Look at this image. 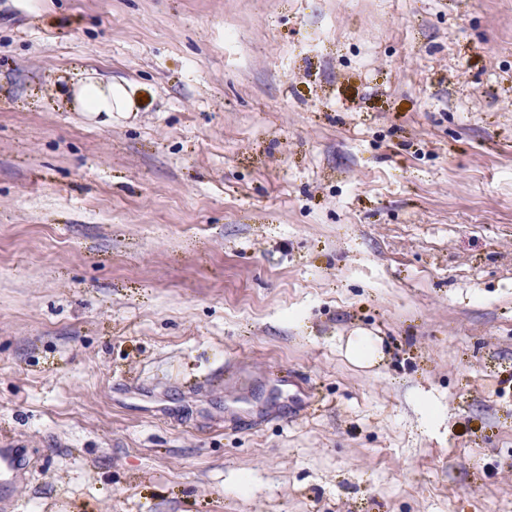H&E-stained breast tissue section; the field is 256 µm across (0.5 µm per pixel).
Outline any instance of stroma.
I'll use <instances>...</instances> for the list:
<instances>
[{"label":"stroma","instance_id":"stroma-1","mask_svg":"<svg viewBox=\"0 0 512 512\" xmlns=\"http://www.w3.org/2000/svg\"><path fill=\"white\" fill-rule=\"evenodd\" d=\"M50 2L0 0L18 512H512V0ZM72 89V105L81 112L112 116V112H131L136 105L128 89L112 80L78 77ZM346 353L366 365L375 363L381 355L377 340L372 336H353L346 345Z\"/></svg>","mask_w":512,"mask_h":512}]
</instances>
